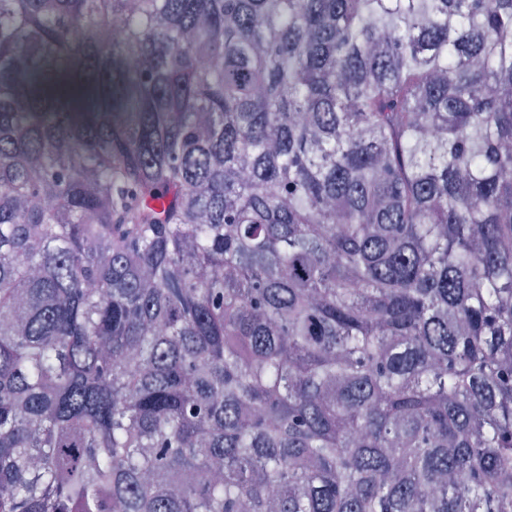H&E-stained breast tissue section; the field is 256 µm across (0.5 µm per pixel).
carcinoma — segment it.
<instances>
[{
  "mask_svg": "<svg viewBox=\"0 0 512 512\" xmlns=\"http://www.w3.org/2000/svg\"><path fill=\"white\" fill-rule=\"evenodd\" d=\"M0 512H512V0H0Z\"/></svg>",
  "mask_w": 512,
  "mask_h": 512,
  "instance_id": "carcinoma-1",
  "label": "carcinoma"
}]
</instances>
